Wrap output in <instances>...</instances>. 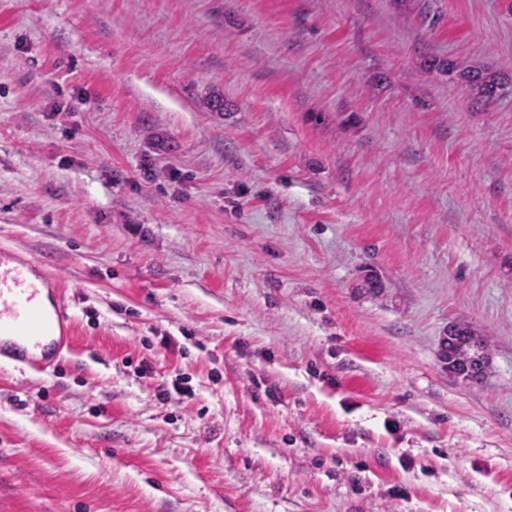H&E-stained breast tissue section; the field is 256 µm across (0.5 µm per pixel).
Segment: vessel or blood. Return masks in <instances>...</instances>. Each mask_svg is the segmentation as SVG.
Wrapping results in <instances>:
<instances>
[{"label": "vessel or blood", "mask_w": 512, "mask_h": 512, "mask_svg": "<svg viewBox=\"0 0 512 512\" xmlns=\"http://www.w3.org/2000/svg\"><path fill=\"white\" fill-rule=\"evenodd\" d=\"M73 333L58 284L42 264L0 256V355L37 371L57 367Z\"/></svg>", "instance_id": "vessel-or-blood-1"}]
</instances>
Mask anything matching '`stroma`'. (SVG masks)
<instances>
[{
	"label": "stroma",
	"instance_id": "1",
	"mask_svg": "<svg viewBox=\"0 0 512 512\" xmlns=\"http://www.w3.org/2000/svg\"><path fill=\"white\" fill-rule=\"evenodd\" d=\"M433 58L512 74V0H0V253L74 323L0 512H512V81ZM448 69V73H457V77L461 82L462 87L473 100L480 105H488L493 102L498 96L500 91L504 88L507 75L501 71H491L481 68L465 67L459 70L457 64L444 63L432 59L427 64V71ZM448 353L446 351V360H448V370L456 375H463L467 363L474 357H482L479 354V348L482 349L480 340L473 336L471 331L465 326H454L449 334ZM483 358V357H482ZM483 369V361L478 359L467 366L465 373L479 374Z\"/></svg>",
	"mask_w": 512,
	"mask_h": 512
}]
</instances>
